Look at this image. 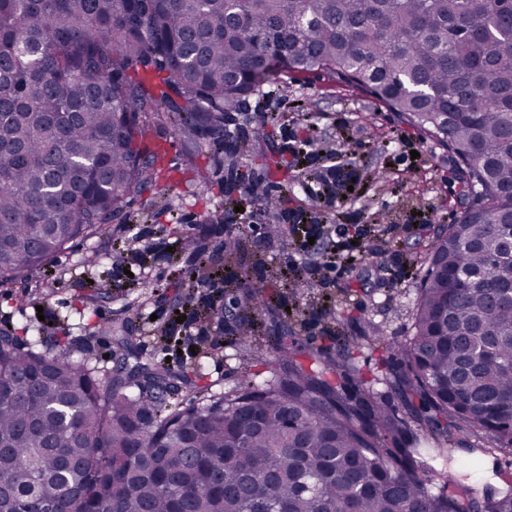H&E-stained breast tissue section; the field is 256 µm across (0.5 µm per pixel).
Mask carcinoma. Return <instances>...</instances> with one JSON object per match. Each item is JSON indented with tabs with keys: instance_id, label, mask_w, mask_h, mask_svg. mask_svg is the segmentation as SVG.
<instances>
[{
	"instance_id": "1",
	"label": "carcinoma",
	"mask_w": 512,
	"mask_h": 512,
	"mask_svg": "<svg viewBox=\"0 0 512 512\" xmlns=\"http://www.w3.org/2000/svg\"><path fill=\"white\" fill-rule=\"evenodd\" d=\"M323 72L448 148L472 205L433 243L397 403L352 395L350 351L275 340L273 380L167 402L176 376L121 359L99 378L59 336L0 331V512H475L433 488L422 444L483 431L512 448V7L506 0H0V281L105 232L164 170L152 118L224 154L247 97ZM268 177L288 160L266 158ZM228 258L251 260L244 238ZM248 314L266 288L238 281ZM485 512H512V493Z\"/></svg>"
}]
</instances>
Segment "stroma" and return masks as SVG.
Wrapping results in <instances>:
<instances>
[{"label":"stroma","instance_id":"obj_1","mask_svg":"<svg viewBox=\"0 0 512 512\" xmlns=\"http://www.w3.org/2000/svg\"><path fill=\"white\" fill-rule=\"evenodd\" d=\"M243 120V162L278 154L294 163L287 181L260 184L262 192L284 198L277 214L248 193L225 198L221 158L205 144L185 141L170 124L154 122L150 136L167 147L170 179L146 188L123 220L77 241L29 280L0 285V330L13 329L34 345L65 337L103 373L123 355L114 328L127 326L143 358L181 375L168 399L188 408L198 404L199 388L224 393L244 377L269 378L274 350L268 328L276 315L308 349L332 351L348 337H362L354 351L361 385L386 393L378 379L412 334L414 301L436 232L464 211L452 155L362 89L323 73L279 78L273 92L250 97ZM267 122L275 125L269 138L258 133ZM349 166L358 177L344 195L334 177ZM216 214L225 224L260 225L248 240L265 264L247 273L258 285L268 275L277 278L269 291L273 310L253 326L257 360L248 368L238 352V326L200 315L209 303L234 309L240 293L230 283L245 273L224 255L223 227L210 222ZM302 222L319 226L315 239L299 230ZM340 226L360 229L355 263L319 271L309 292H295L290 282L299 265L317 262L335 246ZM176 312L183 322L173 321ZM174 336L181 346L171 344ZM480 439L477 432L460 434L435 466L470 487L481 505L489 493L512 485V451L482 453Z\"/></svg>","mask_w":512,"mask_h":512}]
</instances>
